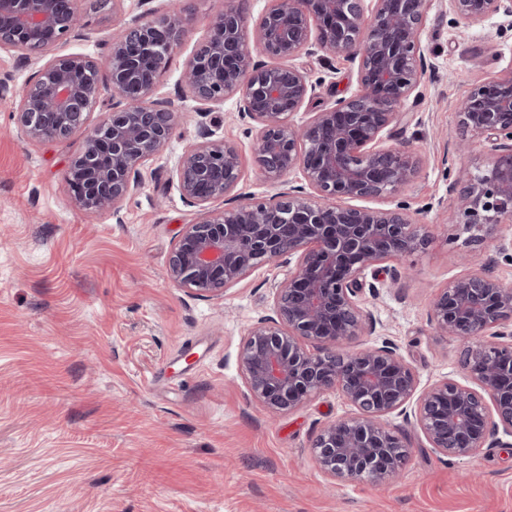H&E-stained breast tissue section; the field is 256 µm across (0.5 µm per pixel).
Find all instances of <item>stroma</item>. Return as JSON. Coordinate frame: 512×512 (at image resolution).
Segmentation results:
<instances>
[{
  "label": "stroma",
  "instance_id": "1",
  "mask_svg": "<svg viewBox=\"0 0 512 512\" xmlns=\"http://www.w3.org/2000/svg\"><path fill=\"white\" fill-rule=\"evenodd\" d=\"M89 2L76 0L84 39L67 37L59 53L100 54L141 11L139 0H124L117 13L90 11ZM154 3L189 18L157 89L175 99L222 0ZM421 40L422 96L406 103L390 139L415 152L420 169L371 205L405 206L429 242L402 259L410 278L364 293L377 328L349 346L395 344L424 388L462 377L456 343L437 335L431 319L434 293L462 274L456 256L469 249L448 185L458 168H483L493 157L481 140L459 152L456 104L512 71V18L468 25L448 0H432ZM297 64L316 90L296 121L358 88L350 59L319 52ZM203 127L239 150L237 194H273L254 175L252 125L229 100L203 116L186 113L119 213L89 214L66 184L79 136L28 141L13 97H0V512H512V447L447 457L394 413L388 422L409 449L399 474L380 487L333 481L312 444L326 423L351 414L342 394L325 391L276 415L255 402L243 338L295 265L279 258L220 297L169 281L174 244L198 217L175 170Z\"/></svg>",
  "mask_w": 512,
  "mask_h": 512
}]
</instances>
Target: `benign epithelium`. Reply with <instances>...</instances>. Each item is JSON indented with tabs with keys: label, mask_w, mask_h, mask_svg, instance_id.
<instances>
[{
	"label": "benign epithelium",
	"mask_w": 512,
	"mask_h": 512,
	"mask_svg": "<svg viewBox=\"0 0 512 512\" xmlns=\"http://www.w3.org/2000/svg\"><path fill=\"white\" fill-rule=\"evenodd\" d=\"M430 6L431 0H266L250 42L243 12L224 7L182 71V98L196 103L192 111L236 99L239 114L256 128L254 173L277 192L262 203L212 209L236 189L242 168L235 146L202 130L176 169L183 198L199 214L171 252L169 279L196 295L218 296L263 263L296 258L294 271L274 286L271 313L245 338L244 377L273 413L340 390L355 413L328 423L313 443L317 463L335 479L381 484L395 475L408 448L383 420L410 405L430 446L446 456L500 445L501 433L512 438V288L486 269L453 279L432 304L437 335L462 347L467 382L447 377L420 392L413 367L393 344L345 348L365 327L375 329L361 307L366 274L385 271L395 281L400 271L382 264L428 243L401 208L341 200L391 194L418 172L416 155L383 145V135L420 96V34ZM448 8L469 24L512 16V0H448ZM185 24L180 11L149 8L125 23L105 54L55 55L58 42L81 29L74 0H0V52L42 61L15 98L17 123L37 141L82 132L74 158L81 176L67 184L84 211L118 213L141 186L140 167L169 144L186 108L154 92ZM316 52L359 60L360 90L299 124L293 116L316 86L295 60ZM102 69L112 82V107L93 126ZM458 114L494 151L486 169H461L449 185L468 242L481 245L488 227L512 222V71L476 86Z\"/></svg>",
	"instance_id": "obj_1"
}]
</instances>
